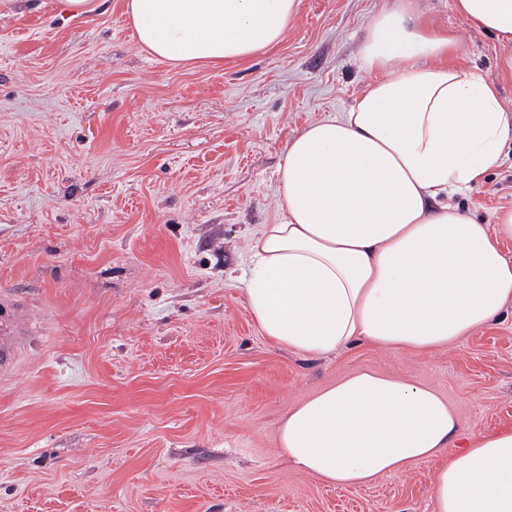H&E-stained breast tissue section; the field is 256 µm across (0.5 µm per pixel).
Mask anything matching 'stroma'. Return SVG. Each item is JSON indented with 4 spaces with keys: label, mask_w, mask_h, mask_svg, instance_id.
<instances>
[{
    "label": "stroma",
    "mask_w": 512,
    "mask_h": 512,
    "mask_svg": "<svg viewBox=\"0 0 512 512\" xmlns=\"http://www.w3.org/2000/svg\"><path fill=\"white\" fill-rule=\"evenodd\" d=\"M385 2L301 0L279 44L208 66L148 55L125 0L0 16V293L40 317L0 376V512H431L432 464L343 488L276 447L288 410L358 370L433 388L463 432L512 425V313L452 349L305 358L242 299L286 145L352 107ZM420 5L495 76L493 35ZM451 202L481 224L512 207V136Z\"/></svg>",
    "instance_id": "35a3bbf8"
}]
</instances>
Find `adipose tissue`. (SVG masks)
I'll return each mask as SVG.
<instances>
[{
	"label": "adipose tissue",
	"instance_id": "ef3b65f1",
	"mask_svg": "<svg viewBox=\"0 0 512 512\" xmlns=\"http://www.w3.org/2000/svg\"><path fill=\"white\" fill-rule=\"evenodd\" d=\"M299 0H126L151 56L212 65L280 42ZM502 46L496 79L450 63L453 34L419 0H388L365 28L371 79L349 112L286 146L278 216L248 243L243 297L277 347L329 357L363 339L386 351L452 347L512 305V208L480 224L448 195L496 165L508 121L512 0H455ZM297 471L366 486L435 465L432 512H512V427L462 434L433 389L368 370L289 410L275 433Z\"/></svg>",
	"mask_w": 512,
	"mask_h": 512
}]
</instances>
